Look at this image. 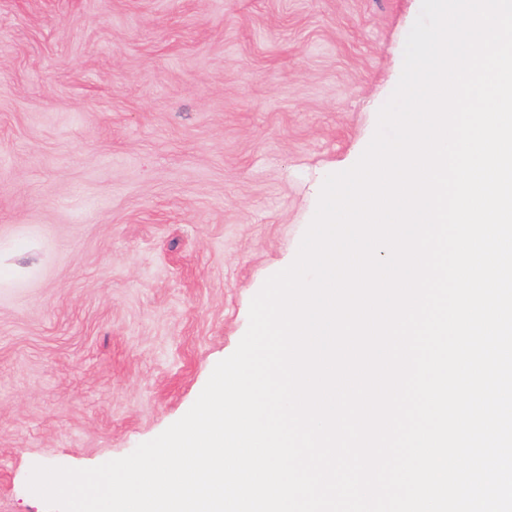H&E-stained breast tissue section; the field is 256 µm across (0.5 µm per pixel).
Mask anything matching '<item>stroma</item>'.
Returning <instances> with one entry per match:
<instances>
[{"instance_id":"35a3bbf8","label":"stroma","mask_w":512,"mask_h":512,"mask_svg":"<svg viewBox=\"0 0 512 512\" xmlns=\"http://www.w3.org/2000/svg\"><path fill=\"white\" fill-rule=\"evenodd\" d=\"M421 0H0V512L179 420L369 144Z\"/></svg>"}]
</instances>
